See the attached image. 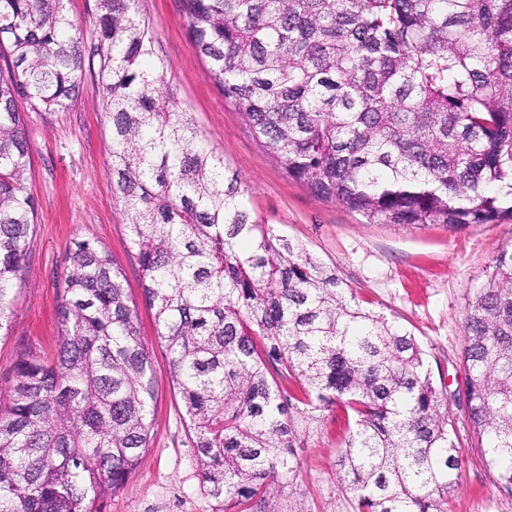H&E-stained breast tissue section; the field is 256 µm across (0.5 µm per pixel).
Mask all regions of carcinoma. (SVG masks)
<instances>
[{
    "mask_svg": "<svg viewBox=\"0 0 512 512\" xmlns=\"http://www.w3.org/2000/svg\"><path fill=\"white\" fill-rule=\"evenodd\" d=\"M134 0H96L95 94L145 303L170 355L201 493L281 512L290 409L341 403L357 512H445L462 457L417 340L252 220L238 176L178 107ZM213 84L314 195L372 224L456 231L512 215V0H181ZM63 0H0V329L36 223L16 101L63 112L83 55ZM109 251L74 243L58 349L23 352L0 403V512H103L141 464L154 362ZM464 398L512 495V249L464 317ZM296 379L302 397L278 380Z\"/></svg>",
    "mask_w": 512,
    "mask_h": 512,
    "instance_id": "1",
    "label": "carcinoma"
}]
</instances>
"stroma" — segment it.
I'll return each mask as SVG.
<instances>
[{"label":"stroma","mask_w":512,"mask_h":512,"mask_svg":"<svg viewBox=\"0 0 512 512\" xmlns=\"http://www.w3.org/2000/svg\"><path fill=\"white\" fill-rule=\"evenodd\" d=\"M84 57L83 89L66 111L43 112L17 101L31 138L25 187L37 204L25 278L12 296L11 329L0 337V396L15 380L22 350L52 354L58 342L56 305L61 274L75 240L106 247L137 300L140 332L154 361L156 400L153 438L146 455L106 512H149L146 503L165 495L168 512H215L216 501L200 492L191 443L180 422V398L171 384L170 355L157 339L153 312L142 303L138 266L128 239L123 205L112 187L111 138L94 93L99 63L95 0H64ZM149 19L156 52L182 108L238 174L252 220L302 245L335 269L366 309L384 314L413 334L426 353L436 382L457 392L465 379L464 316L467 304L491 271L499 251L512 246V218L472 224L457 231L435 224L412 228L370 224L334 200L318 197L288 176L283 164L258 142L240 112L225 101L194 48L180 0H136ZM463 459L447 512H512V495L497 487L484 444L469 423L464 403L448 401ZM297 475L280 500L282 512H354L350 491L336 474V461L353 422L333 405L294 416Z\"/></svg>","instance_id":"stroma-1"}]
</instances>
